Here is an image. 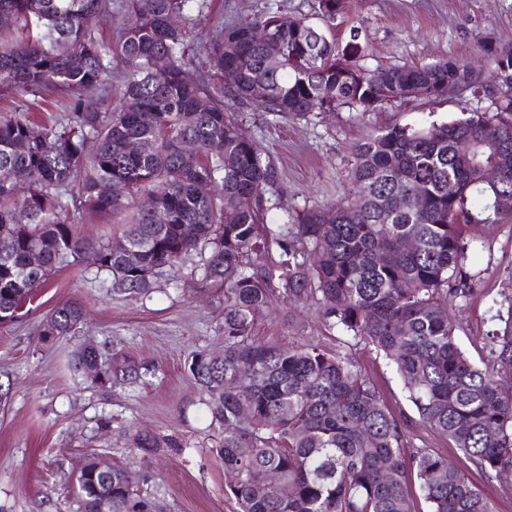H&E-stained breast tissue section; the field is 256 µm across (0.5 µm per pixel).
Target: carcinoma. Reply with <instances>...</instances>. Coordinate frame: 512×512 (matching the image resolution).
<instances>
[{
	"mask_svg": "<svg viewBox=\"0 0 512 512\" xmlns=\"http://www.w3.org/2000/svg\"><path fill=\"white\" fill-rule=\"evenodd\" d=\"M343 4L317 0L316 13L333 19ZM208 9V0H0V13L12 18L0 26V94L27 103L0 116V323L18 318L23 302L87 251L97 255L102 287L148 296L162 276L182 281L186 257L206 250L200 280L202 291L224 296V351H194L185 365L221 429L216 452L237 512H415L419 498L429 512H497L448 456L405 447L395 413L350 355L261 342L254 326L274 292L294 305L318 304L327 329L393 365L422 426L488 477L512 473V326L491 337L478 367L461 350L449 310L476 286L463 227L498 223L507 215L499 197H512V48L475 35L489 89L452 58L368 69L339 51L331 32L277 0L194 44L189 34ZM114 11L126 24L106 41L97 23ZM257 29L270 32L268 42L255 41ZM114 54L126 63L116 108ZM161 56L166 65L156 70ZM197 56L207 76L188 82L183 75ZM411 82L429 98L469 89L489 104L425 127L375 130L354 147L345 201L266 223L280 172L224 98L301 120L341 107L372 112ZM45 105L61 118L35 121ZM462 138L473 142L468 154L457 151ZM496 139L508 145V175L489 185L482 167L496 160ZM186 140L196 146L189 156ZM132 141L135 153L127 152ZM204 183L213 186L208 196ZM144 195L154 211L140 207ZM88 215L116 225L111 240L77 234ZM408 237L419 241L416 249H403ZM273 247L277 275L264 263ZM128 248L139 253L133 267L124 260ZM379 249L397 260L379 262ZM82 315L78 305H59L41 335L51 344L75 332ZM242 366L251 373L239 375ZM71 367L106 390L149 372L106 340L79 346ZM127 437L144 458L170 446L132 426ZM91 458L76 480L78 512H108L109 501L116 512H156L135 472L115 465L101 473ZM270 471L282 490L259 496L255 488Z\"/></svg>",
	"mask_w": 512,
	"mask_h": 512,
	"instance_id": "carcinoma-1",
	"label": "carcinoma"
}]
</instances>
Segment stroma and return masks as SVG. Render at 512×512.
Returning <instances> with one entry per match:
<instances>
[{
    "label": "stroma",
    "instance_id": "35a3bbf8",
    "mask_svg": "<svg viewBox=\"0 0 512 512\" xmlns=\"http://www.w3.org/2000/svg\"><path fill=\"white\" fill-rule=\"evenodd\" d=\"M265 0H212L207 17L195 28L198 40L217 36L221 25L263 7ZM330 25L339 48L358 30L363 65L385 68L425 64L448 57L479 66L474 36L512 44V0H345ZM470 93L437 100L407 98L365 115L340 108L293 121L236 102L229 108L263 154L277 164L280 193L267 213L281 223L286 210L341 202L351 184L354 145L374 130L400 124L412 127L446 120L471 106ZM472 260L468 265L478 286L453 309L457 339L475 365H482L487 342L502 331L512 311V218L481 224L467 232ZM64 302L83 308L85 321L75 334L46 344L40 337L48 313ZM21 319L0 325V512H75L71 487L60 478L86 453L129 463L144 475L142 492L159 512H236L225 493L224 465L216 450L221 434L212 427L203 393L185 367L196 350L224 349L219 302L199 296L192 278L174 286L159 281L151 296H115L102 288L89 262L60 269ZM254 333L262 340L288 343L306 337L336 347L338 332L325 330L313 306L293 308L272 298L258 316ZM108 338L150 368L138 384L108 391L91 380L75 378L69 363L86 337ZM349 354L379 386L387 403L405 416L413 444H426L468 474L498 512H512V475L486 477L448 440L416 424L417 414L405 399L400 381L373 347L358 344ZM112 420L100 431L101 417ZM177 440L150 462L137 458L124 434L127 425Z\"/></svg>",
    "mask_w": 512,
    "mask_h": 512
}]
</instances>
